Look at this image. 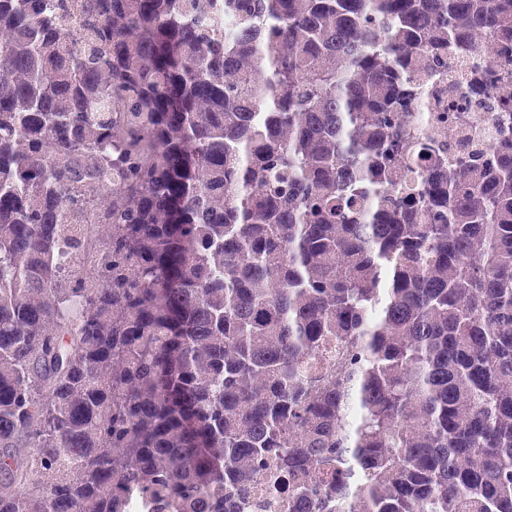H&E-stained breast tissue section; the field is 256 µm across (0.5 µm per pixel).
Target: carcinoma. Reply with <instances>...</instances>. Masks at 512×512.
Wrapping results in <instances>:
<instances>
[{
  "label": "carcinoma",
  "instance_id": "carcinoma-1",
  "mask_svg": "<svg viewBox=\"0 0 512 512\" xmlns=\"http://www.w3.org/2000/svg\"><path fill=\"white\" fill-rule=\"evenodd\" d=\"M511 110L512 0H0V512H512ZM476 99L469 93L464 85L454 87L449 100L446 93L443 112H421L422 120L417 124L421 127L444 126L448 132V113L456 117L455 128L452 134L455 140H472L478 138L486 144L497 142L496 117L498 112L492 110L483 112V109L476 107ZM274 477L269 470H263L254 476L250 501L259 504V509L246 508L240 512H288L287 488L273 483ZM273 486L276 488L274 490Z\"/></svg>",
  "mask_w": 512,
  "mask_h": 512
}]
</instances>
